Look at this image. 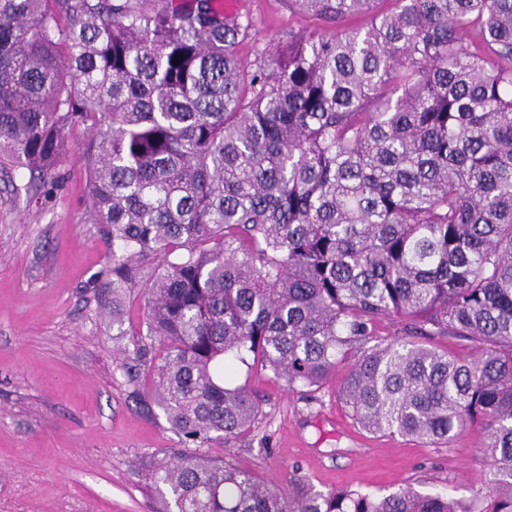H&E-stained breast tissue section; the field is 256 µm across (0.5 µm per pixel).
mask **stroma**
Masks as SVG:
<instances>
[{"instance_id":"35a3bbf8","label":"stroma","mask_w":512,"mask_h":512,"mask_svg":"<svg viewBox=\"0 0 512 512\" xmlns=\"http://www.w3.org/2000/svg\"><path fill=\"white\" fill-rule=\"evenodd\" d=\"M239 10L254 20L236 47L247 66L289 36L330 28L288 0H240ZM86 137L84 128L70 131L63 180L39 207L11 192L26 183L22 172L0 180V512L165 509L144 463L170 459L177 438L163 411L134 395L148 389L149 370L132 384L117 367L131 337L115 338L111 318L97 313L91 281L107 244L86 209ZM344 376L340 366L318 390L292 392L260 365L240 368L237 384L260 405L256 428L202 455L233 460L283 489L299 476L319 490L409 484L468 495L486 472L479 429L438 445L370 434L337 400Z\"/></svg>"}]
</instances>
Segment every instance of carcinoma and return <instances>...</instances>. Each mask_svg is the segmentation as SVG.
Wrapping results in <instances>:
<instances>
[{"mask_svg":"<svg viewBox=\"0 0 512 512\" xmlns=\"http://www.w3.org/2000/svg\"><path fill=\"white\" fill-rule=\"evenodd\" d=\"M290 2L369 23L244 68L252 20L214 0H0V171H27L13 192L36 201L88 132L87 212L112 247L97 302L125 336L142 290L122 361L152 372L182 445L148 467L165 512H512V0ZM390 320L406 340L378 341ZM250 360L290 390L347 364L338 399L373 434L479 427L488 478L470 497L285 492L183 451L253 432L233 384Z\"/></svg>","mask_w":512,"mask_h":512,"instance_id":"1","label":"carcinoma"}]
</instances>
